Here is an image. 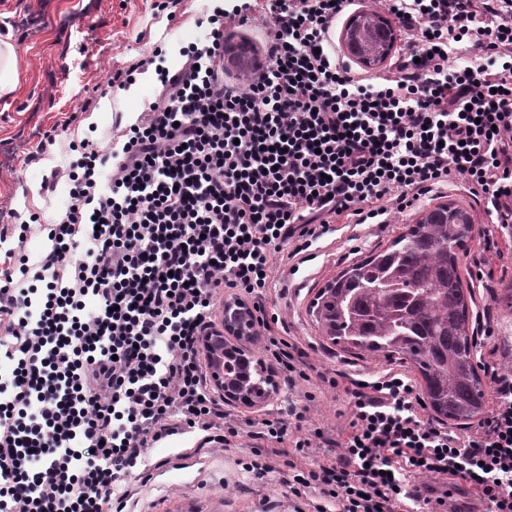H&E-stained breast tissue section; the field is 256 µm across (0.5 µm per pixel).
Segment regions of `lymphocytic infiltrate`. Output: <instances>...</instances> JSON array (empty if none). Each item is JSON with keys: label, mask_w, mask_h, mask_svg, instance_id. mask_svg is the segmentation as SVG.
Returning <instances> with one entry per match:
<instances>
[{"label": "lymphocytic infiltrate", "mask_w": 512, "mask_h": 512, "mask_svg": "<svg viewBox=\"0 0 512 512\" xmlns=\"http://www.w3.org/2000/svg\"><path fill=\"white\" fill-rule=\"evenodd\" d=\"M351 0H266L265 60L224 77L223 17L112 148L85 146L70 203L30 260L0 245V512H124L148 451L191 432L237 436L210 388L199 338L222 296L250 306L289 376L309 363L268 318L275 255L298 271L342 216L364 224L460 180L512 225V0H380L406 32L388 73H357L330 43ZM474 51L453 64V44ZM460 435L425 421L411 380L389 371L348 393L350 431L306 464L321 428L296 440L288 489L338 512H427L412 479H456L489 512H512V374Z\"/></svg>", "instance_id": "obj_1"}]
</instances>
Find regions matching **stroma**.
<instances>
[{"label":"stroma","instance_id":"obj_1","mask_svg":"<svg viewBox=\"0 0 512 512\" xmlns=\"http://www.w3.org/2000/svg\"><path fill=\"white\" fill-rule=\"evenodd\" d=\"M219 7L225 15L248 10L251 25L224 28V76L240 80L237 46L249 43L255 63H262L261 18L265 0H0V32H11L23 69L20 90L0 97V210L16 213L19 220L40 213L44 221L56 218L69 204L65 179H52L63 168L72 145L92 140L102 154L142 112L157 85L156 68L179 65L181 46L203 39L200 20L205 10ZM163 46L153 70L138 75L127 89L112 87L113 75ZM441 203L467 208L476 229L490 221L484 206L460 183L420 197L406 210L391 209L386 223L351 224L340 219L332 234L314 243L309 259L296 274H288L284 261L265 291L266 311L277 316L282 337L299 346L315 369L309 380L288 381L263 340L253 346L262 354L269 374L278 385L271 402L260 410L225 406L228 418L243 427L231 446L212 442L195 455L175 459L174 448L150 449L159 468L146 485L135 488L130 512H294L299 503L289 493L287 468L255 480L246 469L258 448L262 420L300 412L309 424L321 427L324 439L313 441L310 461L323 460L333 442L349 431L351 414L348 387L388 370L420 376L401 361L357 358L342 353L324 338L312 313V303L324 283L341 268L386 246L422 212ZM497 245L487 248L475 237L463 259V272L475 292V317L487 318L493 336H479L477 359L482 380L491 368L512 357V312L496 302L502 285L512 282V232L496 233ZM484 278H477L476 269ZM336 386L323 383V376ZM414 482L430 487L445 500L446 512H485L484 504L465 483L453 486L420 475Z\"/></svg>","mask_w":512,"mask_h":512}]
</instances>
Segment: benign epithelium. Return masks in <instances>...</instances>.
<instances>
[{
  "mask_svg": "<svg viewBox=\"0 0 512 512\" xmlns=\"http://www.w3.org/2000/svg\"><path fill=\"white\" fill-rule=\"evenodd\" d=\"M255 331L252 313L240 303H224L221 325L213 328L200 338V348L205 353L213 386L227 404L248 409H262L273 398L277 385L273 379H267L265 385L238 384L224 374V358L216 354V348L234 356L240 367L251 371L259 362L251 347Z\"/></svg>",
  "mask_w": 512,
  "mask_h": 512,
  "instance_id": "7a95c632",
  "label": "benign epithelium"
}]
</instances>
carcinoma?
<instances>
[{"instance_id":"1","label":"carcinoma","mask_w":512,"mask_h":512,"mask_svg":"<svg viewBox=\"0 0 512 512\" xmlns=\"http://www.w3.org/2000/svg\"><path fill=\"white\" fill-rule=\"evenodd\" d=\"M385 30L393 28L376 10L354 15L343 31L347 52L379 67L390 54ZM473 232L467 209L438 204L387 246L338 272L314 302L322 336L360 358L406 361L419 373L434 417L458 426L488 413L476 361L474 294L461 264Z\"/></svg>"}]
</instances>
